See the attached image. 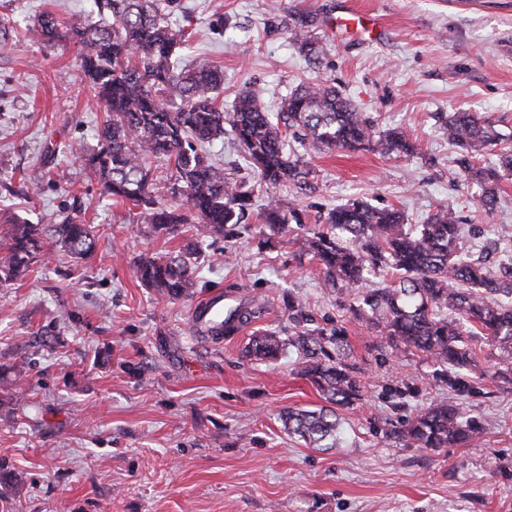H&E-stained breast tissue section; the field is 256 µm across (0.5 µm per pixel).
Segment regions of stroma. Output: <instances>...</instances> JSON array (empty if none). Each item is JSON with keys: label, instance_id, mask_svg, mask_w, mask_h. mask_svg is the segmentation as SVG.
I'll use <instances>...</instances> for the list:
<instances>
[{"label": "stroma", "instance_id": "1", "mask_svg": "<svg viewBox=\"0 0 512 512\" xmlns=\"http://www.w3.org/2000/svg\"><path fill=\"white\" fill-rule=\"evenodd\" d=\"M349 7L378 17L381 31L334 36ZM47 8L70 17L90 0H0V244L7 217L50 224L77 208L98 245L84 260L53 250L0 287V365L24 367L31 390L24 404L0 406V512H512V382L498 375L496 351L472 338L473 390L456 395L430 359L371 330L301 249L320 214L356 198L403 210L412 224L442 203L475 227L476 244L512 238V179L492 212L479 211L444 130L450 112H478L502 133L498 150L512 148V0H172L190 58L224 71L225 107L253 86L273 110L297 85L323 81L377 130L402 128L418 147L390 158L311 154L314 188L302 191L260 185L225 135L211 148L225 173L305 222L269 246L253 214L205 242L193 293L177 300L144 288L135 262L184 248L194 228L145 233L138 209L104 195L77 160L96 148L106 114L81 80L77 47L25 36ZM305 14L327 46L316 63L286 32ZM50 147L66 172L59 187L46 175ZM218 290L233 306L262 302L263 315L222 339L198 337L191 309ZM292 298L343 332L362 387L339 411L334 448L284 428L288 410L324 404L299 353L245 355L258 332L293 335ZM438 403L461 405L483 433L462 447L393 443L390 432Z\"/></svg>", "mask_w": 512, "mask_h": 512}]
</instances>
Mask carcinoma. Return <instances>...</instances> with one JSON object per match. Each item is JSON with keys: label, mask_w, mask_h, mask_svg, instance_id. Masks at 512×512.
<instances>
[{"label": "carcinoma", "mask_w": 512, "mask_h": 512, "mask_svg": "<svg viewBox=\"0 0 512 512\" xmlns=\"http://www.w3.org/2000/svg\"><path fill=\"white\" fill-rule=\"evenodd\" d=\"M95 21L62 18L42 12L27 33L43 43L71 42L79 47L80 68L107 119L98 148L78 158L116 200L141 209L140 219L154 231L173 232L180 224L195 227L197 243L176 253L158 254L137 264L141 283L162 298L175 299L195 286L192 266L198 243L224 235L227 226L242 222L254 205V188L224 174L208 147L234 133L243 159L267 185L290 183L309 188L304 155L286 148L292 132L301 149H371L383 155L416 150L400 130L380 133L363 113L325 84L300 85L285 95L275 112L262 105L260 91L248 88L224 111V71L206 63L194 64L181 54L188 34L170 23L164 0H92ZM314 20L301 15L288 24V39L318 59L323 46L312 36ZM448 141L466 154L458 164L479 188L477 204L484 212L496 206L500 181L512 177V153L480 165L477 156L496 145L501 134L491 122L472 112H453L446 121ZM163 168L151 175V163ZM259 218L273 235L303 224L302 212L268 200ZM319 220L326 230L305 238L302 248L322 265L324 281L333 288L353 289L360 308L388 339L424 353L448 389L460 395L470 389L469 374L475 351L469 336H482L498 351V360L512 367V239L498 246L507 266L495 272L486 259L465 245L466 227L454 209L441 207L421 224L405 223L395 208H377L354 199L330 208ZM9 229L0 256V286L25 276L34 259L54 244L76 259L96 249L92 226L68 213L45 228L25 219H8ZM393 270L395 284L373 287L376 270ZM295 326L309 321L302 304L288 305ZM263 313V306L238 305L224 310L222 335ZM342 349L340 333L323 328L301 330L286 340L276 330L255 336L249 356L276 358L286 345L304 355L302 374L321 391L333 408L294 409L283 416L288 434L318 448L339 439L336 410L354 404L360 384L347 363L323 360V343ZM13 373L4 388L3 404L27 398L23 368L0 365V376ZM480 419L456 406L436 405L405 422L398 439L406 446H461L482 434Z\"/></svg>", "instance_id": "carcinoma-1"}]
</instances>
